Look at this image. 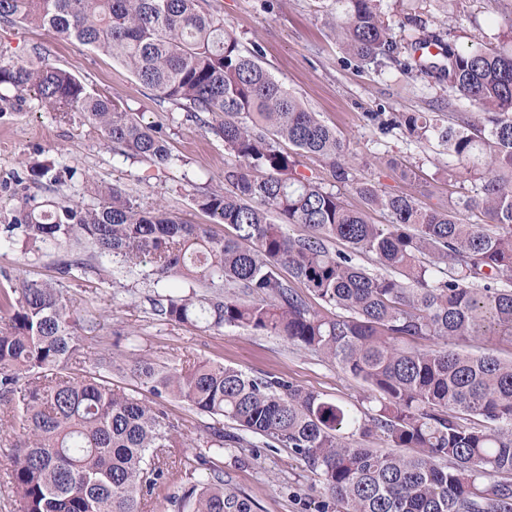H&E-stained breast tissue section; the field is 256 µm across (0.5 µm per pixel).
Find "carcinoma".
<instances>
[{
    "mask_svg": "<svg viewBox=\"0 0 512 512\" xmlns=\"http://www.w3.org/2000/svg\"><path fill=\"white\" fill-rule=\"evenodd\" d=\"M336 39L349 56L379 65L398 41L377 0H328ZM0 23L31 24L124 64L159 101L224 142L233 163L226 192L194 198L218 234L163 207L143 209L114 186L92 205L27 196L0 241L66 247L57 279L4 275L0 289V402L11 406L18 440L10 480L14 512H144L179 447L177 425L160 407L116 389L102 372L128 371L146 391L173 395L211 419L210 443L239 441L224 421L300 456L342 512H512V359L474 340L512 338V39L458 48L406 17L413 62L448 78L482 109L442 124L437 112L390 117L415 141L447 146L450 176L470 177L475 194L446 208L360 183L365 209L297 171L286 141L328 163L337 182L355 183L336 131L276 80L201 0H0ZM438 53L432 55L428 46ZM35 91L54 111L80 112L112 143L166 166L176 161L161 128L141 124L108 90H90L38 49L0 63V100ZM29 184H59L51 162L24 170ZM480 207L489 223L468 224ZM387 214L374 224L369 212ZM287 224H303L292 237ZM341 240L348 251L333 250ZM112 259V269L98 264ZM371 259L373 272L361 263ZM152 266L147 296L158 320L220 331L246 327L322 354L375 392L365 412L330 402L283 377L249 376L219 361L163 366L117 354L95 335L97 319L68 307L64 283L92 275L125 287ZM306 288L331 312L312 306ZM384 444L353 445L343 432ZM173 464L194 475L206 461ZM174 512H255L247 495L215 469L167 498Z\"/></svg>",
    "mask_w": 512,
    "mask_h": 512,
    "instance_id": "cac0c4a2",
    "label": "carcinoma"
}]
</instances>
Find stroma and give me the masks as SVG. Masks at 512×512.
<instances>
[{
  "label": "stroma",
  "instance_id": "stroma-1",
  "mask_svg": "<svg viewBox=\"0 0 512 512\" xmlns=\"http://www.w3.org/2000/svg\"><path fill=\"white\" fill-rule=\"evenodd\" d=\"M208 2L242 46L259 48L262 66L335 129L355 162L358 180L388 193L411 195L433 208L447 207L449 200L470 191L471 182L444 175L448 154L437 141H411L401 129L381 130L370 118L374 112L478 116V108L447 83L409 68L410 47L400 46L396 60L386 66L367 67L337 42L325 0ZM378 7L384 21L394 27L406 15L419 14L428 31L449 36L460 47L512 31V0H379ZM36 46L88 88L111 89L142 124L162 127L172 154L181 162L158 166L115 154L80 113L59 119L32 96L22 102H0V224L10 223L20 208L24 164L45 160L68 169L55 187L56 198L90 203L95 186L115 185L142 208L161 205L184 222L207 223L193 199L223 186L224 165L230 159L223 141L186 121L177 106L153 100L151 92L109 56L76 42L59 41L44 28L0 25V59L28 56ZM409 167L417 171L411 183L402 177ZM59 255L51 247L26 255L21 247L2 244L0 273L50 281L56 276ZM149 271V266L140 267L119 291L95 277L71 282L69 308L78 316L93 313L99 321L98 335L114 349L139 350L169 366L217 359L250 375L285 377L332 402L368 408L366 384L323 355L284 338L237 327L203 331L160 324L146 300L153 287ZM159 403L181 428L182 454H206L232 486L254 500L258 512H338L337 506H324L316 475L291 450L267 445L265 438L253 435L220 449L208 447L205 417L177 398L165 396Z\"/></svg>",
  "mask_w": 512,
  "mask_h": 512
}]
</instances>
